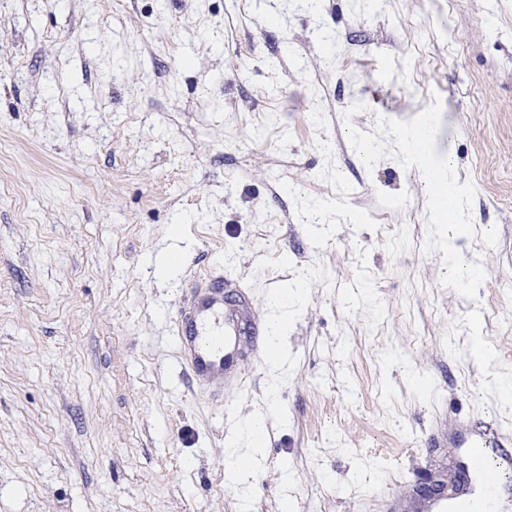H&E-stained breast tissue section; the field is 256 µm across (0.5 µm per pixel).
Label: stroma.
<instances>
[{
  "mask_svg": "<svg viewBox=\"0 0 512 512\" xmlns=\"http://www.w3.org/2000/svg\"><path fill=\"white\" fill-rule=\"evenodd\" d=\"M314 2L0 0V512H383L439 421L512 430V0ZM429 112L459 211L396 146ZM213 270L304 291L242 484L172 340Z\"/></svg>",
  "mask_w": 512,
  "mask_h": 512,
  "instance_id": "35a3bbf8",
  "label": "stroma"
}]
</instances>
